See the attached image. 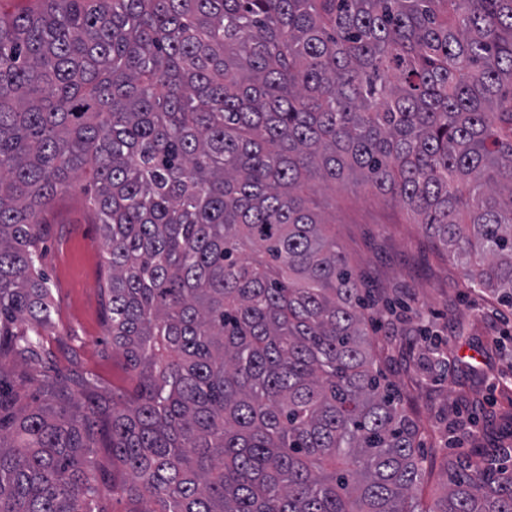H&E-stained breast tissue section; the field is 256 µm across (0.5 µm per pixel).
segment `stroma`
Instances as JSON below:
<instances>
[{
  "label": "stroma",
  "mask_w": 512,
  "mask_h": 512,
  "mask_svg": "<svg viewBox=\"0 0 512 512\" xmlns=\"http://www.w3.org/2000/svg\"><path fill=\"white\" fill-rule=\"evenodd\" d=\"M333 205L336 243L376 302L377 365L419 425L427 465L512 448L502 388L512 382V309L465 287L459 262L405 210L342 184ZM42 219L39 262L54 304L45 345L59 370L91 374L107 391L131 388L104 320L109 270L89 193L78 184L58 194Z\"/></svg>",
  "instance_id": "obj_1"
}]
</instances>
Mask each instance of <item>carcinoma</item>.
I'll return each mask as SVG.
<instances>
[{"instance_id": "1", "label": "carcinoma", "mask_w": 512, "mask_h": 512, "mask_svg": "<svg viewBox=\"0 0 512 512\" xmlns=\"http://www.w3.org/2000/svg\"><path fill=\"white\" fill-rule=\"evenodd\" d=\"M36 2L0 13V512H103L102 422L141 512H512L507 458L419 499L314 190L369 187L512 308V0ZM81 176L110 396L39 339V214Z\"/></svg>"}]
</instances>
